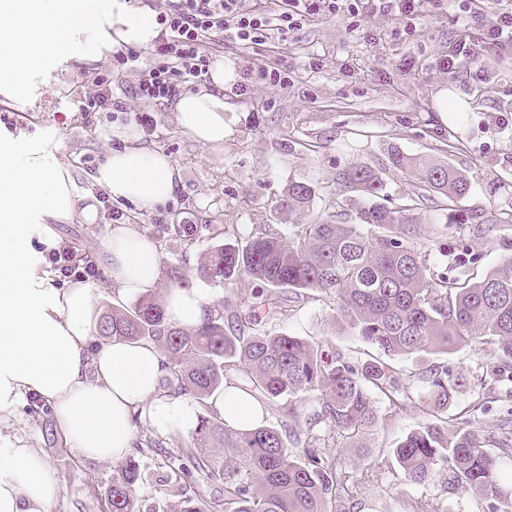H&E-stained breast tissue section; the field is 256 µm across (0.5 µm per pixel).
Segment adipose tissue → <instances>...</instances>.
Here are the masks:
<instances>
[{
  "instance_id": "ef3b65f1",
  "label": "adipose tissue",
  "mask_w": 512,
  "mask_h": 512,
  "mask_svg": "<svg viewBox=\"0 0 512 512\" xmlns=\"http://www.w3.org/2000/svg\"><path fill=\"white\" fill-rule=\"evenodd\" d=\"M50 19L65 33L87 21L78 0H0V84L15 96L28 90L29 73L41 57L38 34ZM158 31L151 9L112 0V24L92 51L147 46ZM232 78L223 59H214L207 84L175 101L177 127L201 144L223 146L224 87ZM111 135L122 147L92 181L118 206L140 212L169 201L180 179L173 160L142 144L133 126L115 125ZM96 218L94 206H77L64 164L36 156L22 142L0 149V422L25 400L39 399L71 449L114 463L137 443L141 422L163 438L187 435L207 409L237 430L262 425L264 403L232 381L203 405L165 391L161 383L170 365L156 344L100 337L95 280L59 288L41 270V246L55 243L49 221L90 224ZM105 276L119 300L161 293L171 319L184 327L202 322L215 303L212 293L165 283L158 245L133 224L113 225ZM59 493V481L38 450L23 437L0 432V512H50Z\"/></svg>"
}]
</instances>
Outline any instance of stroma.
<instances>
[{"instance_id": "35a3bbf8", "label": "stroma", "mask_w": 512, "mask_h": 512, "mask_svg": "<svg viewBox=\"0 0 512 512\" xmlns=\"http://www.w3.org/2000/svg\"><path fill=\"white\" fill-rule=\"evenodd\" d=\"M463 33L454 13L426 5L414 23L404 24L383 14L316 17L287 35H271L257 44L231 39L208 44L209 57H221L236 75L224 97L230 133L223 147L194 141L174 123L170 105L144 108L128 92L117 90L108 109L84 115L79 96L94 88L99 73L112 60H97L89 46L99 30L87 25L69 36L66 56L51 47V29H44L47 48L29 76L28 93L15 98L0 87V145L27 143L68 166L78 199L94 197L95 223L55 225L63 249L87 256L93 266L104 262L103 245L111 225L138 224L158 244L164 271L180 269L199 287L193 273L207 250L225 243L221 228H238L247 238L252 225H269L272 233L294 236L298 225L310 223L324 209L329 194L339 192V173L360 163L383 179L393 203L412 191L408 177L391 167L388 153H425L466 171L474 186L464 201L465 212L483 215L480 228L467 232L465 242L477 275H485L512 257V224L493 222V215L512 210V126L498 122L512 109V50L490 51L484 63L500 73L495 83L473 78V65L462 60L454 73L439 69L449 43ZM265 67L285 76L284 84L240 91L244 73ZM460 93L468 109L439 112L434 96L440 89ZM135 124L145 141L169 155L181 171L172 201L140 215L113 206L105 191L90 178L118 140H105L112 123ZM317 186L319 197L311 210L288 212L279 204L288 182ZM169 224L197 227L194 244L166 232ZM449 236V248H458ZM331 298L316 297L264 318L261 326L311 341L331 338L337 348L377 356V349L352 332L332 325ZM392 366L406 383L425 391L422 371L447 365L449 380L463 379L456 388L449 415L481 400L484 425L498 422L512 408V385L498 384L477 392L473 377L483 374L492 358L478 346H460L429 357L394 356ZM377 420L362 438V449H349L351 466L369 467L374 481L361 512H415L418 501L432 502L437 512H488L483 496L448 492L442 484L411 486L401 481L392 450L412 429L430 422L423 408L393 409L376 396ZM0 428L30 440L55 470L61 496L52 512H104L97 492L112 482L115 464L87 460L66 446L52 413L32 411L22 404L15 417ZM144 512L173 503L166 484L165 459L145 449L141 456Z\"/></svg>"}]
</instances>
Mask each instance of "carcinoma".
Instances as JSON below:
<instances>
[{"label": "carcinoma", "mask_w": 512, "mask_h": 512, "mask_svg": "<svg viewBox=\"0 0 512 512\" xmlns=\"http://www.w3.org/2000/svg\"><path fill=\"white\" fill-rule=\"evenodd\" d=\"M416 192L390 207L382 179L355 163L341 182L363 193L349 224L335 220L346 200H329L327 212L301 225L293 238L252 228L244 247L215 245L196 267L204 282L228 284L240 276L259 287L240 297L247 306L228 317L211 311L197 326L172 322L157 296H140L112 307L100 335L149 340L171 365L162 388L204 405L235 374L238 386L279 403L281 424L248 431L230 428L215 413L200 417L194 444L203 449L166 456V480L179 501L171 512H355L371 484L369 472L345 465L377 417L373 394L400 409L417 402L411 386L378 359L277 331H261V315L314 293L333 298L335 323L389 356L438 355L475 341L494 352L491 376L512 381V259L470 282L460 254L448 245L418 247L419 203L435 202L445 224L462 229L457 213L472 183L448 163L423 155L390 152ZM315 186L291 182L280 207L310 209ZM432 422L410 431L394 449L402 478L411 485L441 482L491 500L492 512H512V490L503 487L501 465L512 450V411L494 429H484L473 404L448 419L456 384L448 366L426 370ZM133 449L101 494L106 512H140L143 473ZM224 485V498L209 501L201 486Z\"/></svg>", "instance_id": "cac0c4a2"}]
</instances>
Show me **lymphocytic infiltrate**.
Masks as SVG:
<instances>
[{
    "label": "lymphocytic infiltrate",
    "instance_id": "lymphocytic-infiltrate-1",
    "mask_svg": "<svg viewBox=\"0 0 512 512\" xmlns=\"http://www.w3.org/2000/svg\"><path fill=\"white\" fill-rule=\"evenodd\" d=\"M344 9L345 0H280L273 11L251 6L247 0H168L157 15L160 32L150 50L152 62L138 70L130 92L146 103L174 100L189 84L207 78L210 61L204 46L208 40L227 35L244 44L254 43ZM479 28L478 39L450 43L440 67L451 73L459 60L467 59L475 64L477 79L491 83L496 76L481 62L489 49L512 46V6L499 9Z\"/></svg>",
    "mask_w": 512,
    "mask_h": 512
}]
</instances>
